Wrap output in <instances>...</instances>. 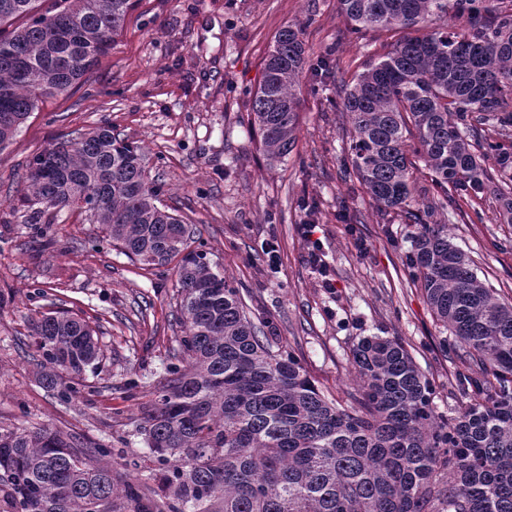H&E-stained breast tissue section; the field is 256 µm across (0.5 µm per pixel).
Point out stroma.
Wrapping results in <instances>:
<instances>
[{
    "instance_id": "obj_1",
    "label": "stroma",
    "mask_w": 512,
    "mask_h": 512,
    "mask_svg": "<svg viewBox=\"0 0 512 512\" xmlns=\"http://www.w3.org/2000/svg\"><path fill=\"white\" fill-rule=\"evenodd\" d=\"M291 24L303 28L310 68L295 147L271 161L248 122L250 93L274 36ZM390 41L378 29L350 34L338 0H138L100 63L67 91L41 98L0 149V423L44 424L96 441L122 436L130 452L144 451L138 405L123 384L139 379L149 393L182 333L176 264L145 267L109 246L91 249L96 225L67 210L35 236L20 206L33 157L101 124L142 147L165 204L192 225L266 334L295 353L325 394L357 390L351 354L360 337L397 336L433 383L437 413L453 416L455 376L466 366L444 347L446 333L408 275L405 256L419 227L379 210L364 186L344 178L351 126L336 109L335 81L314 70L330 58L351 77ZM311 204L323 275L299 231ZM435 220L479 279L512 302V224L495 203L462 201ZM269 241L278 245L274 270L261 250ZM50 310L101 329L100 368L67 405L39 384L29 344L31 319Z\"/></svg>"
}]
</instances>
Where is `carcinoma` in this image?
Listing matches in <instances>:
<instances>
[{"label": "carcinoma", "instance_id": "1", "mask_svg": "<svg viewBox=\"0 0 512 512\" xmlns=\"http://www.w3.org/2000/svg\"><path fill=\"white\" fill-rule=\"evenodd\" d=\"M0 0V147L40 98L67 91L108 54L137 0ZM351 31L394 33L388 50L338 81L354 176L375 203L420 226L406 266L459 359L466 402L442 419L432 385L401 338L364 336L352 350L359 396L327 398L300 359L255 323L239 289L193 228L148 181L140 146L110 126L44 149L21 198L37 232L48 214L84 213L131 262L181 257L180 320L159 384L127 440L93 442L46 425L0 424V512H512V303L431 226L458 198L492 193L512 224V0H338ZM468 32L448 29V16ZM301 28L275 36L248 119L270 160L295 145ZM433 193L412 209L409 154ZM43 387L68 404L99 369L87 321L49 311L31 323Z\"/></svg>", "mask_w": 512, "mask_h": 512}]
</instances>
